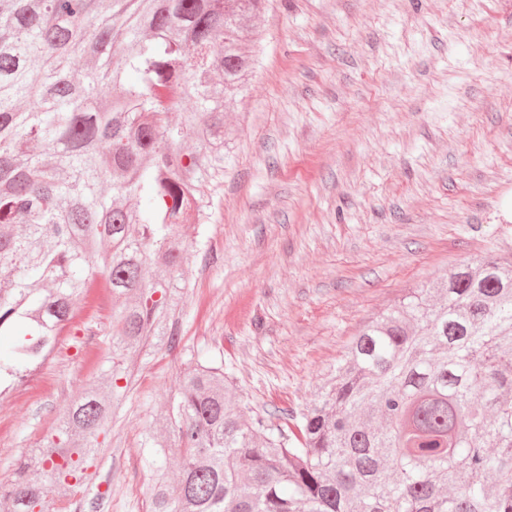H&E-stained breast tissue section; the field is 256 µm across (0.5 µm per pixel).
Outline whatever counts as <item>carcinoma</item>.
<instances>
[{
  "instance_id": "cac0c4a2",
  "label": "carcinoma",
  "mask_w": 512,
  "mask_h": 512,
  "mask_svg": "<svg viewBox=\"0 0 512 512\" xmlns=\"http://www.w3.org/2000/svg\"><path fill=\"white\" fill-rule=\"evenodd\" d=\"M266 2L0 0V337H19L0 372L42 365L91 282L112 294L108 391L0 480L6 512H68L129 354L180 343L178 229L212 217ZM505 338L512 258L487 257L372 320L282 425L193 355L143 438L150 512H512Z\"/></svg>"
}]
</instances>
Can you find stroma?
Here are the masks:
<instances>
[{"mask_svg":"<svg viewBox=\"0 0 512 512\" xmlns=\"http://www.w3.org/2000/svg\"><path fill=\"white\" fill-rule=\"evenodd\" d=\"M212 219L187 224L181 341L134 381L80 512H148L143 433L191 355L224 362L273 422L314 398L356 335L415 288L512 255V0H274ZM110 310L0 401V475L97 380Z\"/></svg>","mask_w":512,"mask_h":512,"instance_id":"stroma-1","label":"stroma"}]
</instances>
